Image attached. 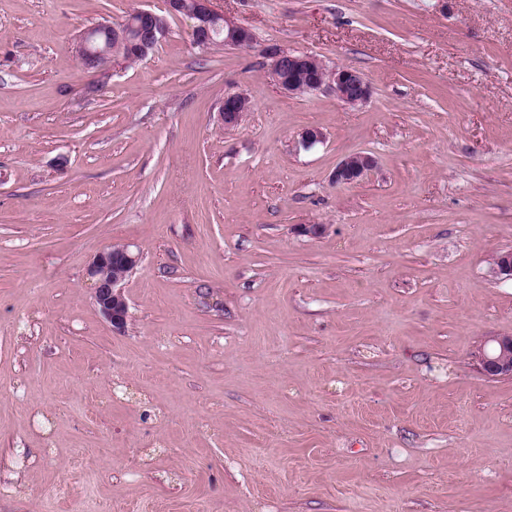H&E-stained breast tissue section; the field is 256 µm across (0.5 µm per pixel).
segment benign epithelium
<instances>
[{
  "instance_id": "1",
  "label": "benign epithelium",
  "mask_w": 512,
  "mask_h": 512,
  "mask_svg": "<svg viewBox=\"0 0 512 512\" xmlns=\"http://www.w3.org/2000/svg\"><path fill=\"white\" fill-rule=\"evenodd\" d=\"M165 10L171 15H184L192 21L197 31L196 45L209 48L217 41L214 33L224 31L227 46L240 47L250 42L249 28L238 23L212 6V0H165ZM133 16L146 21V27L135 51V59L145 60L167 32L166 18L148 9H138ZM224 28H219V23ZM87 29L78 35L76 51L87 59V67L109 72L112 56L105 48L93 49ZM269 73L280 89L290 95L306 92H327L341 102L356 106L367 102L372 95L370 82L363 73L352 68L330 67L314 56L284 49L268 48ZM250 107L248 98L241 92L224 95L219 116L224 127L238 126ZM323 133L308 128L300 133L297 145L305 150L323 142ZM377 167L376 158L366 152L345 155L332 172L331 181L337 186L356 184L367 178ZM141 261V253L126 243L112 244L98 252L89 262L86 275L93 299L112 327H126L129 311L125 284ZM495 273L512 278V249L499 252L493 259ZM121 273L112 275V268ZM476 368L489 378H512V336H488L471 352Z\"/></svg>"
}]
</instances>
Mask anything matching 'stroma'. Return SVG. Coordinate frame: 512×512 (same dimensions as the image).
I'll return each instance as SVG.
<instances>
[{"mask_svg":"<svg viewBox=\"0 0 512 512\" xmlns=\"http://www.w3.org/2000/svg\"><path fill=\"white\" fill-rule=\"evenodd\" d=\"M214 6L256 50L176 15L104 74L78 32L162 0H0V512H512V379L470 359L512 336V0ZM267 47L372 96L285 94ZM249 110L248 98L241 92H233L224 96L219 116L225 128H234L241 123ZM377 167L376 158L366 152L345 155L332 172L331 181L336 186L356 184L367 178ZM126 243L112 244L98 252L89 262L86 275L93 299L104 317L118 330L127 324L129 303L125 284L141 261L140 251ZM121 273L112 276V267Z\"/></svg>","mask_w":512,"mask_h":512,"instance_id":"1","label":"stroma"}]
</instances>
